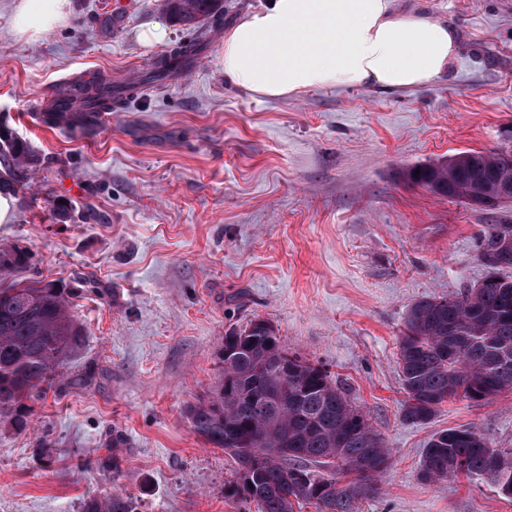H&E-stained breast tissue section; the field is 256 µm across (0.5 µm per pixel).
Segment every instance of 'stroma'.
Returning a JSON list of instances; mask_svg holds the SVG:
<instances>
[{"mask_svg":"<svg viewBox=\"0 0 512 512\" xmlns=\"http://www.w3.org/2000/svg\"><path fill=\"white\" fill-rule=\"evenodd\" d=\"M265 0H223L224 24L192 73L144 85L192 29L162 0H72L73 15L19 39L0 0V126L40 156L0 244L32 255L16 280L71 289L85 330L68 383L38 401L24 432L0 424V512H81L120 492L139 512H237L235 464L185 418L216 382L225 333L256 318L323 364L391 452L359 512H512V498L465 477L418 471L452 427L512 448V392L403 420L398 338L410 306L486 273L480 210L402 179L407 169L501 146L512 125V0H397L461 32L460 61L409 90L342 88L264 99L224 80V29ZM158 24L159 43L138 31ZM135 92L84 137L35 114L54 81L83 70ZM66 200L70 217L51 207ZM124 445L113 449V433Z\"/></svg>","mask_w":512,"mask_h":512,"instance_id":"stroma-1","label":"stroma"}]
</instances>
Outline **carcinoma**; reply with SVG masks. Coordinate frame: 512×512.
Here are the masks:
<instances>
[{
  "label": "carcinoma",
  "mask_w": 512,
  "mask_h": 512,
  "mask_svg": "<svg viewBox=\"0 0 512 512\" xmlns=\"http://www.w3.org/2000/svg\"><path fill=\"white\" fill-rule=\"evenodd\" d=\"M223 0H166L177 23L193 29L220 17ZM201 37L181 43L152 71V80L179 75L205 48ZM124 100V86L101 77L74 91L76 112H49L46 121L85 135L100 113ZM91 106L95 112H83ZM37 158L30 144L0 140V187L23 193ZM495 151H464L403 174L405 181L437 196L464 201L475 177L492 185ZM512 224H489L479 257L495 254L497 281L483 288L426 297L405 317L399 366L406 399L403 418L430 421L446 401H485L512 391V244L502 234ZM31 263L19 246L0 248V417L22 432L31 403L43 398L84 343L85 332L70 311L71 293L52 283L7 278ZM193 432L235 463L224 498L248 512H358V501L379 493L377 478L389 467L390 451L366 415L341 393L331 372L289 352L275 327L256 319L224 335L218 375L207 398L185 411ZM460 474L486 481L512 497V448H493L471 428H448L428 442L420 464L430 484ZM82 512H137L133 498L114 493L83 502Z\"/></svg>",
  "instance_id": "1"
}]
</instances>
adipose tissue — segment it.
I'll return each mask as SVG.
<instances>
[{
  "instance_id": "obj_1",
  "label": "adipose tissue",
  "mask_w": 512,
  "mask_h": 512,
  "mask_svg": "<svg viewBox=\"0 0 512 512\" xmlns=\"http://www.w3.org/2000/svg\"><path fill=\"white\" fill-rule=\"evenodd\" d=\"M72 16L71 0H16L19 38ZM457 27L396 0H267L224 33L226 82L268 99L340 88L411 89L452 70Z\"/></svg>"
}]
</instances>
